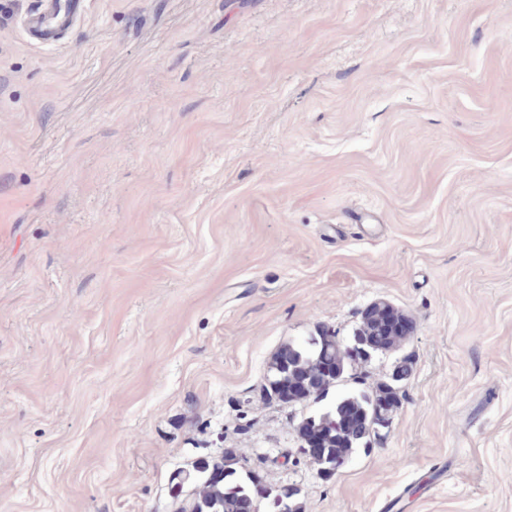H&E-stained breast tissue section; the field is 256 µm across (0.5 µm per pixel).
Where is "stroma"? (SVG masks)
Here are the masks:
<instances>
[{"label": "stroma", "mask_w": 512, "mask_h": 512, "mask_svg": "<svg viewBox=\"0 0 512 512\" xmlns=\"http://www.w3.org/2000/svg\"><path fill=\"white\" fill-rule=\"evenodd\" d=\"M0 0V512H179L234 449L303 512H512V0ZM413 322L331 480L283 344ZM448 478L433 493L432 467ZM72 0H41L35 12L26 17L25 29L31 40L60 37L75 19Z\"/></svg>", "instance_id": "obj_1"}]
</instances>
